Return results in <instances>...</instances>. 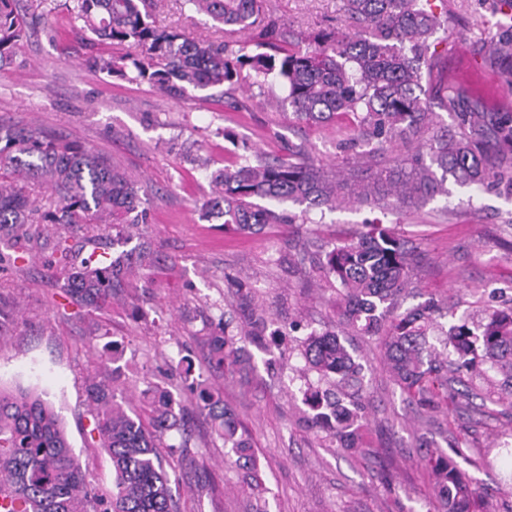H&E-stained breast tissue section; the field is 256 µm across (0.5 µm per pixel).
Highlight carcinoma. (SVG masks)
Here are the masks:
<instances>
[{"label": "carcinoma", "mask_w": 512, "mask_h": 512, "mask_svg": "<svg viewBox=\"0 0 512 512\" xmlns=\"http://www.w3.org/2000/svg\"><path fill=\"white\" fill-rule=\"evenodd\" d=\"M21 0H0V72L14 64L28 34L51 26L47 0H39L30 17L19 14ZM90 40L120 46L126 52L98 56L99 71L129 83H148L173 97L187 88L233 84L237 66L247 64L256 84L272 80L286 93L284 101L299 120L329 124L351 116L345 143L375 139L381 146L417 143L412 154L398 155L386 167L329 173L301 158L256 156L216 171V195L201 209L224 219L237 232L268 224H287L285 202L311 206L375 204L397 213L448 194L446 182L483 185L512 175V112H489L482 98L471 109H455V96L443 87L441 101L454 109L448 127L434 120L422 97V70H431L429 39L446 23L431 0H344L347 27L291 41L283 28L263 31L256 52L231 59L219 42L189 40L161 24L148 11L147 0H72ZM183 6L209 15L216 23L250 28L262 0H183ZM501 14L500 33L491 59L512 78V0H492ZM0 237L12 239L15 254L0 253V268L22 259L29 224L55 229L54 257L46 267L61 265L65 297L81 307L100 308L112 301L113 289L126 281L131 262L125 252L99 251L101 225L114 228L148 223L146 193L137 182L77 142L61 141L26 126L0 125ZM46 185L54 196L39 205L22 183ZM266 204L261 205L259 201ZM82 241L70 243L72 228ZM415 258L406 242L383 224H365L351 240L323 250L319 269L333 279L346 301L344 320L358 331L379 337L391 377L406 399L423 410L454 412L456 399L469 396L466 376L479 372L500 376L498 390L487 398L512 407V307L491 311L477 329L467 323L441 325L444 309L427 301L391 316L394 299L412 284ZM267 320L260 315L251 332L239 339L222 333L207 339L208 363H248L243 342L260 336ZM436 342H430L435 330ZM305 370L314 371L327 387L306 398L311 421L332 445L356 450L368 428L364 366L347 338L336 331L311 333L301 341ZM188 391L212 417L224 447L249 456L248 439L225 408L221 394L203 375L184 369ZM101 379H88L86 402L92 417L90 433L98 434L112 460V497L100 508L91 495L88 474L74 455L53 406L40 395L0 387V512H177L170 478L156 448L172 432L187 429L175 412L176 400L159 393L150 401L152 428L129 413L116 399L108 362ZM434 476V494L441 512H488L472 479L455 458L440 448L423 452Z\"/></svg>", "instance_id": "cac0c4a2"}]
</instances>
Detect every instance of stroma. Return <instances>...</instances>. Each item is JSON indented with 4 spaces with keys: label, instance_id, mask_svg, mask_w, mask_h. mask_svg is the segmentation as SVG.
Here are the masks:
<instances>
[{
    "label": "stroma",
    "instance_id": "1",
    "mask_svg": "<svg viewBox=\"0 0 512 512\" xmlns=\"http://www.w3.org/2000/svg\"><path fill=\"white\" fill-rule=\"evenodd\" d=\"M53 0V32H35L21 45L15 68L0 75V124H24L79 142L139 181L150 219L140 233L151 240L154 262L111 302L98 309L64 305L57 279L44 267L53 243L44 225L29 228L24 259L0 271V310L13 318L0 337V387L46 396L62 416L67 436L95 494L112 495V462L89 434L85 382L102 360L117 357V399L142 407L144 379L173 394L188 419L187 436L172 435L158 453L179 512H438L422 447H460V465L476 480L489 512H512L503 492L512 474V418L498 405L444 415L410 405L391 380L382 348L349 334L364 366L368 431L365 454L336 450L306 422L304 402L318 384L303 367L298 341L312 332L341 331V301L312 258L317 246L349 240L377 217L402 234L417 256L415 287L393 312L431 300L449 322L480 324L492 309L512 304V184L477 189L448 182V193L403 212L379 215L369 205L302 209L293 221L260 232L225 230L200 209L214 192L210 175L225 164L263 153L285 156L296 146L316 166L334 169L369 156L387 163L397 149L363 141L341 149L346 115L326 125L293 118L275 82L254 83L250 67L221 89L189 90L175 99L152 85L92 70L106 44L87 46L65 6ZM158 19L197 39L225 42L252 54L243 33L180 0H154ZM263 27L287 24L315 34L345 23L344 0H263ZM497 18L486 0H448V41L435 59L460 98L482 97L495 112H512V85L487 58ZM206 159L200 167L198 159ZM268 319L253 368L208 367L204 336L218 327L243 336L254 308ZM191 359L224 396L249 438L266 487L254 493L248 464L228 452L207 412L184 387L175 362Z\"/></svg>",
    "mask_w": 512,
    "mask_h": 512
}]
</instances>
